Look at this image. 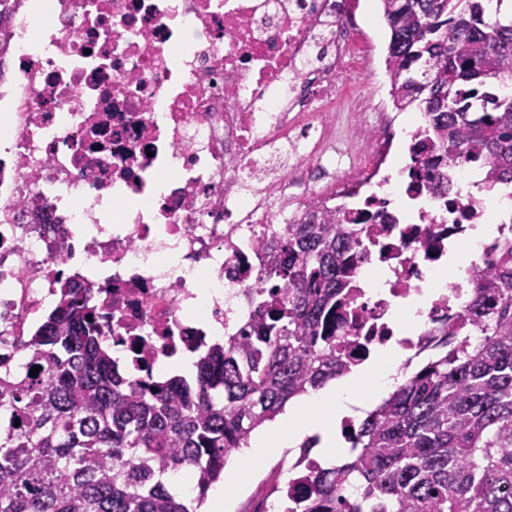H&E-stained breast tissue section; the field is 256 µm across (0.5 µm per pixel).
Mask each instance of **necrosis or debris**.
Returning <instances> with one entry per match:
<instances>
[{
    "mask_svg": "<svg viewBox=\"0 0 512 512\" xmlns=\"http://www.w3.org/2000/svg\"><path fill=\"white\" fill-rule=\"evenodd\" d=\"M27 3H5L13 82L0 107L13 137L0 170V354H13L62 273L95 289L125 363L161 375L251 319L262 241L340 209L391 217L364 225L378 244L336 311L350 363L391 343L421 359L426 329L463 318V282L436 290L423 271L448 269L453 251L468 257V279L486 265L490 246L470 232L489 212L462 190L473 163L450 168L449 193H435L417 126L358 96L375 45L350 0H44L33 24ZM341 95L369 129L363 153L339 132ZM401 147L410 162L398 169ZM395 194L414 210H390ZM373 267L385 295L362 284ZM428 291L422 330L403 334L395 313Z\"/></svg>",
    "mask_w": 512,
    "mask_h": 512,
    "instance_id": "1",
    "label": "necrosis or debris"
}]
</instances>
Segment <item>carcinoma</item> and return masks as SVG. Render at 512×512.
I'll return each mask as SVG.
<instances>
[{
  "label": "carcinoma",
  "mask_w": 512,
  "mask_h": 512,
  "mask_svg": "<svg viewBox=\"0 0 512 512\" xmlns=\"http://www.w3.org/2000/svg\"><path fill=\"white\" fill-rule=\"evenodd\" d=\"M381 2L390 95L424 114L432 166L465 158L482 188L512 184V96L486 90L512 86V19L488 0ZM270 247L250 323L196 348L192 379L145 389L107 351L92 289L57 275L23 362L0 359V512H196L166 476L193 472L202 503L254 430L348 374L336 309L361 233L344 212L311 215ZM494 248L467 316L428 333L430 356L354 427L353 458L313 465L310 499L288 512H512V237Z\"/></svg>",
  "instance_id": "cac0c4a2"
}]
</instances>
